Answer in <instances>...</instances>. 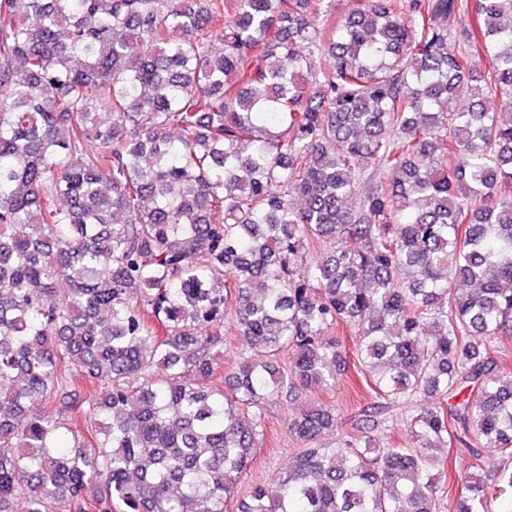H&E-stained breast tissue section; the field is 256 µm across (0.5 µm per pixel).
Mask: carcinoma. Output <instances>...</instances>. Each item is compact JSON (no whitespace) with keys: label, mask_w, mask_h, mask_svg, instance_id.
Returning a JSON list of instances; mask_svg holds the SVG:
<instances>
[{"label":"carcinoma","mask_w":512,"mask_h":512,"mask_svg":"<svg viewBox=\"0 0 512 512\" xmlns=\"http://www.w3.org/2000/svg\"><path fill=\"white\" fill-rule=\"evenodd\" d=\"M501 94L512 0H0V512H225L343 326L367 402L298 410L238 512H440L454 441L448 512H512L481 467L512 460ZM394 410L411 440L380 445ZM245 350L240 336H237L232 322H227L224 327V373L221 372V380L232 372L234 360L237 354ZM439 466L435 467L433 473L438 477V493L441 502L448 505V490L452 489L450 495H454V491L461 488L462 478L468 467V454L459 444L453 443L451 448L442 449L438 453Z\"/></svg>","instance_id":"cac0c4a2"}]
</instances>
